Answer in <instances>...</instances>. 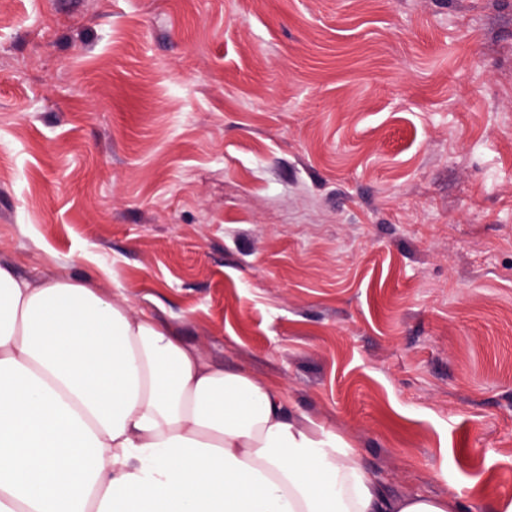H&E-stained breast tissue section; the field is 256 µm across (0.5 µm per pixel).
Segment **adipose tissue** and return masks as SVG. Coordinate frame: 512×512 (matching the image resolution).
<instances>
[{"label": "adipose tissue", "instance_id": "ef3b65f1", "mask_svg": "<svg viewBox=\"0 0 512 512\" xmlns=\"http://www.w3.org/2000/svg\"><path fill=\"white\" fill-rule=\"evenodd\" d=\"M0 512H459L399 498L287 387L122 289L0 264Z\"/></svg>", "mask_w": 512, "mask_h": 512}]
</instances>
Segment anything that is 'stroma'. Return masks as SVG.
Returning <instances> with one entry per match:
<instances>
[{"label":"stroma","mask_w":512,"mask_h":512,"mask_svg":"<svg viewBox=\"0 0 512 512\" xmlns=\"http://www.w3.org/2000/svg\"><path fill=\"white\" fill-rule=\"evenodd\" d=\"M0 260L121 286L390 492L498 512L512 0H0Z\"/></svg>","instance_id":"stroma-1"}]
</instances>
